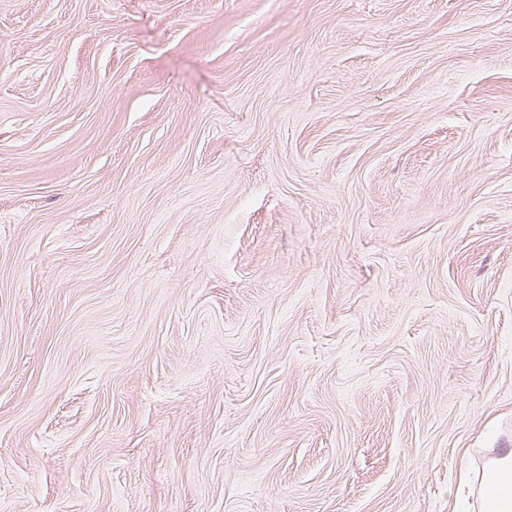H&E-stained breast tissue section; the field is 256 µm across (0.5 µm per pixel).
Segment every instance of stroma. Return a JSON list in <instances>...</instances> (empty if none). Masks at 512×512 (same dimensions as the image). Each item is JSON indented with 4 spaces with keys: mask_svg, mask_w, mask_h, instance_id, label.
I'll list each match as a JSON object with an SVG mask.
<instances>
[{
    "mask_svg": "<svg viewBox=\"0 0 512 512\" xmlns=\"http://www.w3.org/2000/svg\"><path fill=\"white\" fill-rule=\"evenodd\" d=\"M512 452V0H0V512H479Z\"/></svg>",
    "mask_w": 512,
    "mask_h": 512,
    "instance_id": "1",
    "label": "stroma"
}]
</instances>
